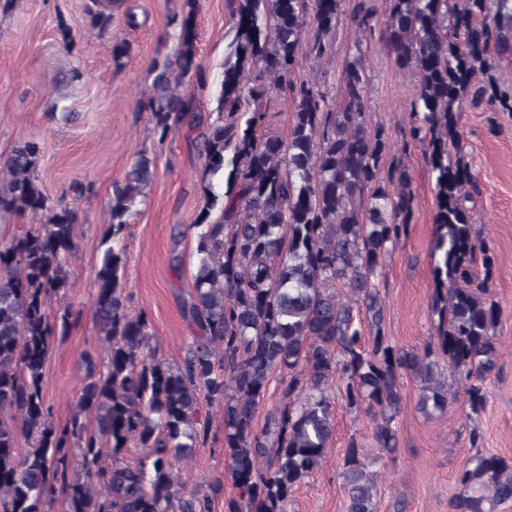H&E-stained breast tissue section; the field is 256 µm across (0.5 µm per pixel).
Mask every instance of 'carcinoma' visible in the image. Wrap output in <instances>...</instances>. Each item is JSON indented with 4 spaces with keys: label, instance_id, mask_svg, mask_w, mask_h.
Here are the masks:
<instances>
[{
    "label": "carcinoma",
    "instance_id": "cac0c4a2",
    "mask_svg": "<svg viewBox=\"0 0 512 512\" xmlns=\"http://www.w3.org/2000/svg\"><path fill=\"white\" fill-rule=\"evenodd\" d=\"M387 42L418 78L411 139L425 148L435 181L437 224L433 312L440 321L423 352L392 344L376 281L389 249L411 231L414 190L408 168L391 166L384 130L364 120L362 55L341 65L336 106L307 81L294 82L304 18L313 14L312 51L325 55L340 0H237L235 34L224 62L217 120L204 138V204L189 225L197 240L194 289L185 314L198 329L183 363L151 355V324L126 306L119 234L154 162L137 157L112 196V247L96 274L93 316L108 341L103 369L86 359V383L71 419L59 427L45 405L42 380L52 339L71 328L51 320L49 302L67 287L79 215L48 204L34 175L39 144L17 147L0 178V210L40 220L0 247V512H46L61 492L67 512H210V498L188 494L176 463L192 455L200 399L224 407V455L236 495L224 512H286L295 488L331 447L330 389L344 385L349 406L365 407L373 439L388 453L406 375L420 386L419 409L448 404V385L431 356L464 376L471 413L484 410L496 367L501 307L492 296L495 257L474 235L467 202L477 176L462 149L460 103L493 54L512 53V0H384ZM175 60L153 79L150 119L166 133L195 123V97L179 90L198 68L196 0H187ZM258 72L253 84L246 79ZM288 90L294 122L284 138L259 133L265 114L246 105ZM229 170L235 192L219 195L213 177ZM224 200L222 218L210 212ZM351 301L337 299L336 286ZM365 307L369 332L353 313ZM281 402L257 429L258 406L274 375ZM27 447L20 446L21 441ZM130 448L144 456L119 462ZM111 465H104L105 459ZM341 476L346 512H377V474L350 442ZM453 512H493L512 502V458L484 453L456 475Z\"/></svg>",
    "mask_w": 512,
    "mask_h": 512
}]
</instances>
